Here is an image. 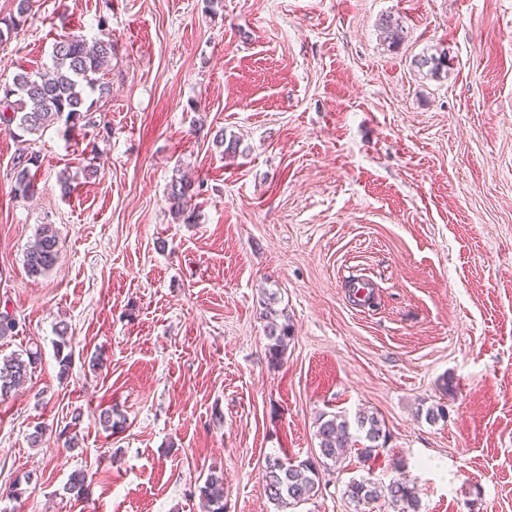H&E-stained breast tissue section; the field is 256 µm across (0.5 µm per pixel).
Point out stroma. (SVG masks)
I'll list each match as a JSON object with an SVG mask.
<instances>
[{"instance_id":"stroma-1","label":"stroma","mask_w":512,"mask_h":512,"mask_svg":"<svg viewBox=\"0 0 512 512\" xmlns=\"http://www.w3.org/2000/svg\"><path fill=\"white\" fill-rule=\"evenodd\" d=\"M86 31L116 44L110 93L93 125L32 136L33 198L13 193L25 146L0 132V312L19 322L0 361L41 353L0 399V486L32 477L7 512H201L190 492L214 469L225 512H282L267 458L314 457L320 414L362 411L386 447L348 449L295 512H353L362 477L406 479L420 512H512V0H36L0 81ZM440 52L439 76L415 67ZM178 169L201 184L188 222ZM41 224L60 253L33 278ZM270 292L292 326L276 366ZM71 423L75 448L31 446ZM194 197H197V193L194 192L192 180L176 170L168 188V200L175 214H184L188 206L191 207ZM59 236L53 225L41 224L24 253V265L29 276L47 273L57 262Z\"/></svg>"}]
</instances>
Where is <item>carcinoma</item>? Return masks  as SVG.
<instances>
[{
  "label": "carcinoma",
  "instance_id": "obj_1",
  "mask_svg": "<svg viewBox=\"0 0 512 512\" xmlns=\"http://www.w3.org/2000/svg\"><path fill=\"white\" fill-rule=\"evenodd\" d=\"M36 0H19L17 16L0 26V43L19 36ZM115 54L110 40L88 41L83 34L67 33L58 37L52 46L50 63L42 68L22 70L12 82L0 83V128L16 138L36 134L55 123L73 128L80 121L91 123L93 94L104 96L109 92L103 82L104 72ZM420 70L436 75L447 66L446 55H422L414 60ZM38 157L33 152L18 153L13 164L15 197L28 199L35 195L37 183L31 166ZM197 193L192 180L179 172L169 184L168 200L175 214L187 211ZM59 236L53 225H40L24 253V265L29 276L47 273L57 262ZM275 293L263 300V318L268 320L266 336L269 340L267 360L272 366L282 362L291 326L288 317L274 308ZM40 361L39 353L27 350L7 359L0 367V397L6 398L12 390L28 379ZM315 437L318 454L302 461L272 457L267 460L264 473V493L268 500L280 508L299 506L314 499L322 491L320 470L340 468L345 461V449L362 443L360 455L368 460L386 447L389 439L386 426L377 415L363 412L356 417V432L350 423L338 415L325 413L316 420ZM90 482L82 471L73 472L66 490L75 498L88 494ZM204 512H224V476L210 473L198 487ZM344 495L355 507L376 502L387 503L393 512H418L415 488L393 479L387 484L370 478L353 479L344 489Z\"/></svg>",
  "mask_w": 512,
  "mask_h": 512
}]
</instances>
